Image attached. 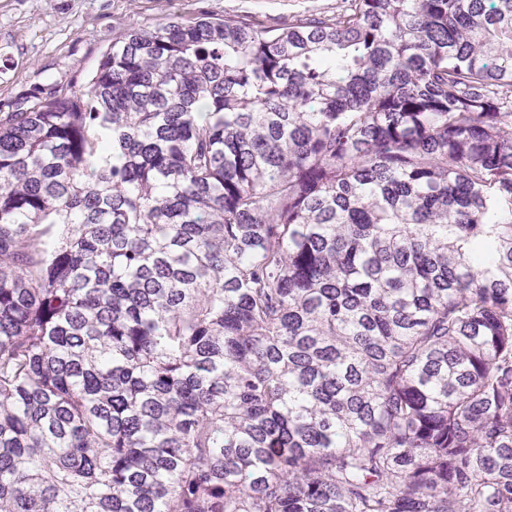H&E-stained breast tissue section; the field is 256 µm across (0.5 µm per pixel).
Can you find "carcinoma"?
<instances>
[{"instance_id": "obj_1", "label": "carcinoma", "mask_w": 512, "mask_h": 512, "mask_svg": "<svg viewBox=\"0 0 512 512\" xmlns=\"http://www.w3.org/2000/svg\"><path fill=\"white\" fill-rule=\"evenodd\" d=\"M0 512H512V0L133 26L0 112Z\"/></svg>"}]
</instances>
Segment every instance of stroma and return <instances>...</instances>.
<instances>
[{"mask_svg":"<svg viewBox=\"0 0 512 512\" xmlns=\"http://www.w3.org/2000/svg\"><path fill=\"white\" fill-rule=\"evenodd\" d=\"M341 0H0V108L34 88L84 90L130 26L154 27L208 12L268 23L295 13L332 14Z\"/></svg>","mask_w":512,"mask_h":512,"instance_id":"1","label":"stroma"}]
</instances>
